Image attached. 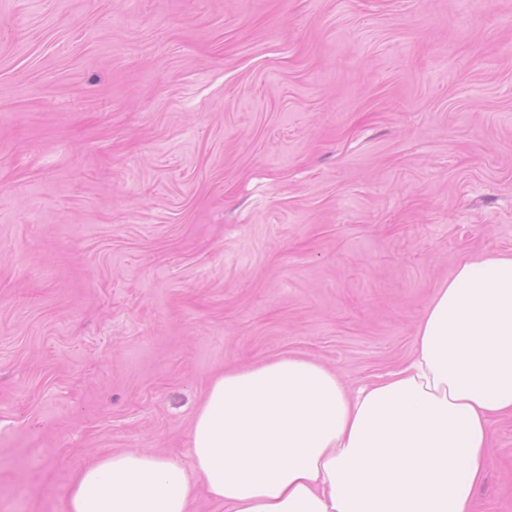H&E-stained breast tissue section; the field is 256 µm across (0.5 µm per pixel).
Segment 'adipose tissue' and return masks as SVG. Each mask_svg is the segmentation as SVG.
<instances>
[{"mask_svg":"<svg viewBox=\"0 0 512 512\" xmlns=\"http://www.w3.org/2000/svg\"><path fill=\"white\" fill-rule=\"evenodd\" d=\"M512 417V253L464 258L397 370L349 391L301 355L228 368L191 427L192 464L132 449L74 480L68 512H469Z\"/></svg>","mask_w":512,"mask_h":512,"instance_id":"1","label":"adipose tissue"}]
</instances>
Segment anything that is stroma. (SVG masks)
<instances>
[{"instance_id": "stroma-1", "label": "stroma", "mask_w": 512, "mask_h": 512, "mask_svg": "<svg viewBox=\"0 0 512 512\" xmlns=\"http://www.w3.org/2000/svg\"><path fill=\"white\" fill-rule=\"evenodd\" d=\"M512 251V0H0V512L139 449L217 373L357 388ZM471 512H512V418Z\"/></svg>"}]
</instances>
